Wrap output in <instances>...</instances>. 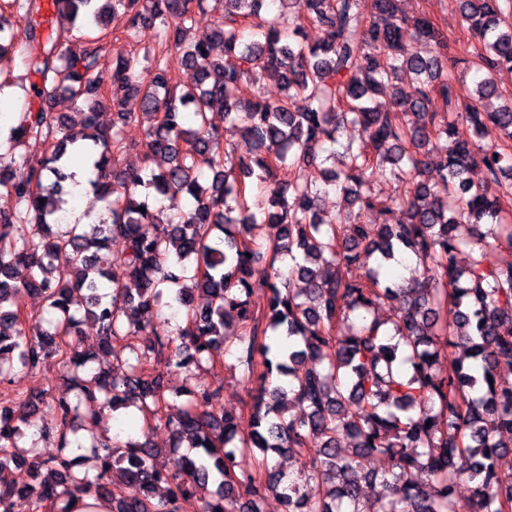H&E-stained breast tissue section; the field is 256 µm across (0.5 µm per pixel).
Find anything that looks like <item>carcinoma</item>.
Segmentation results:
<instances>
[{
  "instance_id": "cac0c4a2",
  "label": "carcinoma",
  "mask_w": 512,
  "mask_h": 512,
  "mask_svg": "<svg viewBox=\"0 0 512 512\" xmlns=\"http://www.w3.org/2000/svg\"><path fill=\"white\" fill-rule=\"evenodd\" d=\"M455 2L460 27L477 38L462 49L461 62L479 75L465 95L448 67V35L426 13L408 18L400 0H282L290 11L275 16L267 0H224L212 36L199 39L189 32L208 0H51L56 26L44 38L39 0H11L24 36L9 46L39 77L35 96L62 92L86 112L76 128L29 106L6 151L0 143V189L15 202L0 210V384L54 359L68 387L52 399L59 451L47 457L19 441L35 426L29 409L49 392L17 390L0 401V472L23 460L40 478L0 483V512H13L18 498L31 512H72L80 497L105 498L112 512H262L270 494L285 512H456L463 476L475 482L476 512L512 508V477L497 468L509 448L503 435L512 437V384L497 378L512 369V224L503 223L512 96L494 79L512 70V0ZM294 14L321 26L322 38L309 42ZM118 29L127 41L149 38L142 58L108 45ZM171 49L195 70L196 87L172 76ZM407 73L417 78L414 100L381 106L376 95ZM265 74L282 94L262 93ZM115 88L140 97L142 112L126 111ZM434 100L443 111L430 110ZM105 105L108 131L97 123ZM217 108L247 151L224 150L209 117ZM135 121L147 123L142 169L122 166L124 129ZM349 124L364 133L357 144L340 141ZM489 124L504 132L503 144L481 143ZM41 138L42 158L17 154ZM443 139L451 147L440 154ZM71 152L93 157L87 183L107 217L61 232ZM301 165L312 170L305 180ZM387 166L400 184L392 202L406 218L366 224L364 211H387L369 187L373 170ZM474 167L484 179L467 177ZM331 190L340 203L323 217L316 201ZM155 201L170 211L164 224ZM116 239L123 246L114 251ZM406 250L426 266V280L381 281L382 263ZM285 256L283 271L275 263ZM372 256L364 276L340 273ZM260 272L269 296L256 309ZM82 291L81 314L73 301ZM28 294L54 314L48 328H27ZM173 302L185 326L158 336L152 321ZM384 302L400 303L395 317L376 316ZM87 319L99 335L97 348L83 350ZM118 343L133 356L121 375L106 366ZM450 346L465 347L474 363L438 368ZM231 351L250 384L248 427L224 409L220 386L167 398L164 371L211 366ZM288 403L300 413L288 414ZM131 404L170 431L169 456L152 447L148 429L142 441L80 435L105 410ZM183 446L198 455L178 454ZM88 447L97 469L82 475L76 452ZM275 454L302 457L299 475L270 464ZM311 476L321 481L317 497L300 490Z\"/></svg>"
}]
</instances>
